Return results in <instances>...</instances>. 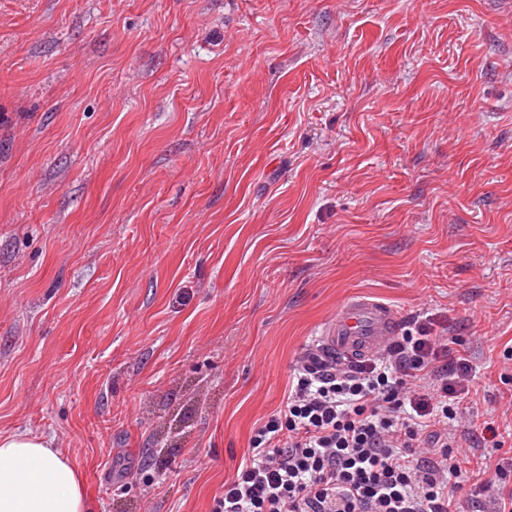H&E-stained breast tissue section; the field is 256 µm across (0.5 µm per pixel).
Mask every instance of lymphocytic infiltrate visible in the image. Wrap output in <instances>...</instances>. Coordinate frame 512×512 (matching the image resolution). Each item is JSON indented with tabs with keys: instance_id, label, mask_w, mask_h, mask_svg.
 I'll return each instance as SVG.
<instances>
[{
	"instance_id": "1",
	"label": "lymphocytic infiltrate",
	"mask_w": 512,
	"mask_h": 512,
	"mask_svg": "<svg viewBox=\"0 0 512 512\" xmlns=\"http://www.w3.org/2000/svg\"><path fill=\"white\" fill-rule=\"evenodd\" d=\"M471 377L423 324L356 363L304 354L212 512H462L455 449L500 436L462 408Z\"/></svg>"
}]
</instances>
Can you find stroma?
Here are the masks:
<instances>
[{
  "mask_svg": "<svg viewBox=\"0 0 512 512\" xmlns=\"http://www.w3.org/2000/svg\"><path fill=\"white\" fill-rule=\"evenodd\" d=\"M355 296L512 423V0H0V432L90 512H211Z\"/></svg>",
  "mask_w": 512,
  "mask_h": 512,
  "instance_id": "35a3bbf8",
  "label": "stroma"
}]
</instances>
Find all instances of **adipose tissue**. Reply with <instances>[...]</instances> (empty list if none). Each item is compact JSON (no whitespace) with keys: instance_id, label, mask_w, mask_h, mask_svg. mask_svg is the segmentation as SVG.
<instances>
[{"instance_id":"1","label":"adipose tissue","mask_w":512,"mask_h":512,"mask_svg":"<svg viewBox=\"0 0 512 512\" xmlns=\"http://www.w3.org/2000/svg\"><path fill=\"white\" fill-rule=\"evenodd\" d=\"M0 512H88L82 481L53 439L0 433Z\"/></svg>"}]
</instances>
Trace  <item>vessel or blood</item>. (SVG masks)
Instances as JSON below:
<instances>
[{
  "label": "vessel or blood",
  "instance_id": "vessel-or-blood-1",
  "mask_svg": "<svg viewBox=\"0 0 512 512\" xmlns=\"http://www.w3.org/2000/svg\"><path fill=\"white\" fill-rule=\"evenodd\" d=\"M391 305L359 296L348 300L313 342L316 354L328 360L357 361L381 351L400 328Z\"/></svg>",
  "mask_w": 512,
  "mask_h": 512
}]
</instances>
